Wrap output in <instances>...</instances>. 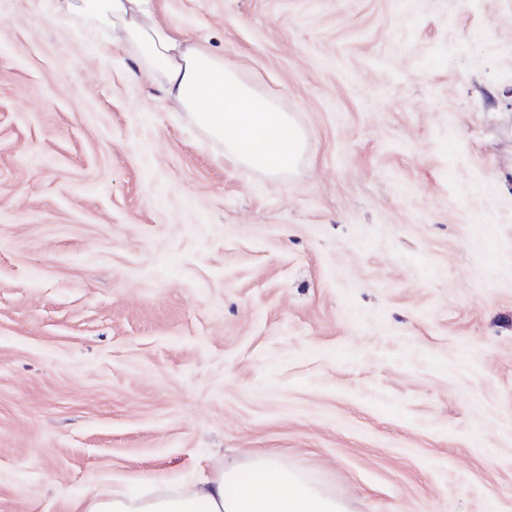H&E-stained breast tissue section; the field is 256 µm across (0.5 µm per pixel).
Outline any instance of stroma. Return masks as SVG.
Instances as JSON below:
<instances>
[{
	"label": "stroma",
	"mask_w": 512,
	"mask_h": 512,
	"mask_svg": "<svg viewBox=\"0 0 512 512\" xmlns=\"http://www.w3.org/2000/svg\"><path fill=\"white\" fill-rule=\"evenodd\" d=\"M306 134L224 154L0 0V512L277 454L347 512H512V0H156Z\"/></svg>",
	"instance_id": "35a3bbf8"
}]
</instances>
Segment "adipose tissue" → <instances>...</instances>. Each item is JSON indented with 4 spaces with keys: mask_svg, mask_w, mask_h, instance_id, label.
I'll list each match as a JSON object with an SVG mask.
<instances>
[{
    "mask_svg": "<svg viewBox=\"0 0 512 512\" xmlns=\"http://www.w3.org/2000/svg\"><path fill=\"white\" fill-rule=\"evenodd\" d=\"M63 9L137 56L141 78L190 112L227 157L276 177L292 169L305 138L291 115L245 81L223 57L189 44L155 18L153 0H62ZM78 512H345L336 497L279 457L255 455L246 468L225 467L190 483L160 476L130 492L124 479L90 488Z\"/></svg>",
    "mask_w": 512,
    "mask_h": 512,
    "instance_id": "ef3b65f1",
    "label": "adipose tissue"
}]
</instances>
